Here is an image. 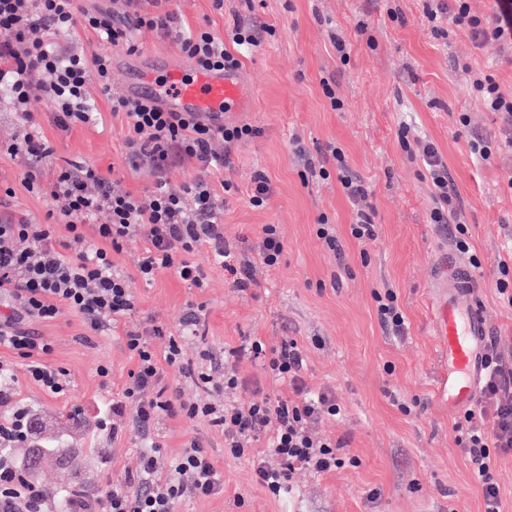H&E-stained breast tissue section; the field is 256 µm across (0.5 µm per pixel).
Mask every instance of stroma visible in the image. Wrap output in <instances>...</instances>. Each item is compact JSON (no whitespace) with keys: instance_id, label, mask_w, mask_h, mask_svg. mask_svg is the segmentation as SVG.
Here are the masks:
<instances>
[{"instance_id":"stroma-1","label":"stroma","mask_w":512,"mask_h":512,"mask_svg":"<svg viewBox=\"0 0 512 512\" xmlns=\"http://www.w3.org/2000/svg\"><path fill=\"white\" fill-rule=\"evenodd\" d=\"M166 7L185 25L204 26L219 36L238 19L274 28L242 60L240 71L254 92L251 111L225 116L257 127L259 134L234 148L229 167L210 175L209 182L218 194L224 192L223 180L234 184L224 207L226 236L247 246L255 243L262 225L274 224L286 252L273 267L254 262L259 285L243 292L231 288L229 275L212 265L204 248L191 259L207 267L206 287L169 273L148 285L136 269L145 243L129 240L112 260L128 275L136 299L131 321L153 319L177 335L188 305L202 306L204 337L185 338L182 367L163 369L169 391L202 404L228 401L245 407L259 388L287 394V387L248 358L237 366L243 386L225 394L196 385L185 371L223 366L225 349L249 337L269 348L287 336L297 339L305 350L307 385L335 393L341 406L340 418L318 430L342 441L348 463L326 474L298 473L290 492L275 497L256 480L250 464L225 457L224 436L208 422L167 417L148 436L131 418L113 424L112 402L136 366L124 342L131 321L91 336L69 311L31 325L51 344L50 362L70 377L65 395L45 393L30 379L26 360L0 348V360L14 368L17 405L43 425L40 435L14 449L15 462L24 465L33 446H67V466L48 465L28 475L46 490L50 512H61L57 493L63 489L104 498L151 444H160L173 459L193 440L206 448L222 488L183 500L177 512H482L480 489L456 443L460 412L437 396V345L429 329L433 266L451 240V227L431 223L427 173L402 142H432L446 161L470 232L471 251L457 259L466 265L478 256V296L489 332L512 341V305L495 286L500 262L512 259V187L507 184L512 150L503 144L497 115L471 87L474 72L481 70L494 76L504 96H512V51L475 48L463 33L449 40L435 37L426 0H224L220 10L212 0H168ZM332 30L348 43V62L337 58L328 36ZM139 40L140 52L126 56L88 30L58 37L60 50L106 53L116 62L111 93L90 88L96 121L63 131L54 123L51 104L38 102L39 131L52 149L38 164L43 180L54 178L65 162H86L113 180L115 189L142 196L152 188L155 175L148 166L125 162L126 122L113 112L112 99L140 79L149 57L183 67L188 61L174 37L146 30ZM330 77L343 102L338 111L321 87ZM476 136L491 142L490 160L471 155L468 142ZM298 141L315 156L330 145L342 148L351 172L368 190L375 239L351 236L357 207L336 178L300 177ZM26 164L23 158L0 156V188L14 191L0 201V220L42 224L49 203L23 186ZM258 172L273 187L261 207L250 202L251 178ZM322 215L335 226L337 250L316 236ZM385 283L396 288L408 323L406 336L398 339L381 328L374 306L372 293ZM103 365L110 369L105 382L98 375Z\"/></svg>"}]
</instances>
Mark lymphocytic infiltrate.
<instances>
[{
  "label": "lymphocytic infiltrate",
  "mask_w": 512,
  "mask_h": 512,
  "mask_svg": "<svg viewBox=\"0 0 512 512\" xmlns=\"http://www.w3.org/2000/svg\"><path fill=\"white\" fill-rule=\"evenodd\" d=\"M158 3L120 0L118 8L93 12L82 0H0V89L12 100L24 125L4 152L30 160L22 183L51 203L47 223H0V347L27 359L30 378L52 395L66 394L70 380L64 370L49 362L51 345L27 324L53 320L66 309L95 334L132 315L134 294L126 274L112 261L126 240L140 237L146 242L137 262L145 283L170 272L195 287H204L203 267L188 256L205 246L212 263L231 275L235 288L244 291L256 284L251 262L241 259L236 244L224 236L225 201L208 181L212 171L224 168L233 148L257 136L252 125H214L194 112H167L144 100L117 96L112 110L126 119L125 160L133 168L149 162L156 177L149 194L109 190L106 178L90 165L62 167L47 183L35 167L52 149L37 130L34 101L48 100L57 125L67 130L94 119L90 84L106 93L112 89L111 57L61 53L57 37L82 28L131 55L140 50L142 30L173 31L191 66L203 70L240 67L241 56L259 47L270 31L263 24L240 22L223 39L202 26H180L177 13L158 11ZM427 13L436 36L447 39L461 31L477 46L496 43L512 50V0H495L489 17L474 12L470 0H431ZM472 86L486 109L498 114L505 139L512 144V97H505L489 74H475ZM217 141L223 143V152L214 151ZM175 150L198 166L197 176L178 193L170 189L166 176L169 155ZM420 156L433 187L431 222L454 225L456 248L469 252V229L456 206L447 163L427 141L421 144ZM301 162L304 171L337 178L349 200L358 205L365 200L366 191L350 175L341 148H331L316 160L302 157ZM89 225L95 230L91 238L85 233ZM167 338V350L160 357L141 326L126 328L125 345L136 368L121 398L112 404L113 417L132 416L145 431L169 416L207 420L224 435L225 457L235 460L249 458L252 442L267 437L276 465L261 457L250 460L258 482L276 497L289 488L296 470L325 474L343 466L340 443L314 430L316 424L340 415L341 407L332 393L308 389L304 351L296 339L284 338L271 350L258 339L225 350L221 379L198 373L199 384L237 388L240 379L235 364L246 356L290 391L286 397L257 393L250 407L242 410L227 403L187 402L169 392L162 367L181 365L183 350L181 337ZM12 376L11 365L0 361V407L10 413L0 423V512H45L46 491L19 476L5 454L29 438L28 414L14 406L8 389ZM479 401L489 410V418L465 411L456 425V442L480 486L483 512H502L497 475L500 457L512 453V350L504 351L494 337L486 345ZM160 455L154 445L137 456L124 485L107 492L104 512H174L183 499L207 497L220 489V476L198 441H190L168 466H161Z\"/></svg>",
  "instance_id": "1"
}]
</instances>
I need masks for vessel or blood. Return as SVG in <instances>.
I'll use <instances>...</instances> for the list:
<instances>
[{
	"mask_svg": "<svg viewBox=\"0 0 512 512\" xmlns=\"http://www.w3.org/2000/svg\"><path fill=\"white\" fill-rule=\"evenodd\" d=\"M126 97L149 99L174 112H198L223 121L225 113L242 112L250 93L236 70L186 73L168 65L165 80L154 84L151 76L126 85ZM477 274L454 256L439 254L432 276L431 330L439 351L437 392L454 408L472 403L484 374V354L489 334L477 290Z\"/></svg>",
	"mask_w": 512,
	"mask_h": 512,
	"instance_id": "vessel-or-blood-1",
	"label": "vessel or blood"
}]
</instances>
